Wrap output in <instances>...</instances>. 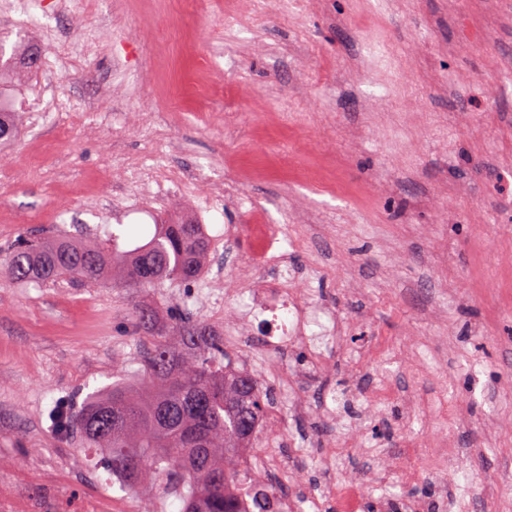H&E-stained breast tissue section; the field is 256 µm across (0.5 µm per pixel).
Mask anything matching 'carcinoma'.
Listing matches in <instances>:
<instances>
[{
  "label": "carcinoma",
  "instance_id": "1",
  "mask_svg": "<svg viewBox=\"0 0 512 512\" xmlns=\"http://www.w3.org/2000/svg\"><path fill=\"white\" fill-rule=\"evenodd\" d=\"M24 72L17 53L5 57L0 39V81ZM15 113L0 104V140H10ZM209 253L199 224H158L150 240L122 251L106 242L22 240L8 255L16 280L35 285L73 279L96 282L107 273L126 286L160 288L166 280L197 281ZM149 337L144 356L147 397L115 382L105 394H90L53 416L64 433L80 428L84 439L108 449L106 466L128 486H156L181 502L182 512H244L238 452L255 443L268 394L256 376L224 362V336L213 327L171 314L163 327L149 315L137 317ZM179 338L168 342V335Z\"/></svg>",
  "mask_w": 512,
  "mask_h": 512
}]
</instances>
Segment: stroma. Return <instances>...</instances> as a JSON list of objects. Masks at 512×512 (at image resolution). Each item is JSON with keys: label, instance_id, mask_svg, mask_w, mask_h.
Segmentation results:
<instances>
[{"label": "stroma", "instance_id": "35a3bbf8", "mask_svg": "<svg viewBox=\"0 0 512 512\" xmlns=\"http://www.w3.org/2000/svg\"><path fill=\"white\" fill-rule=\"evenodd\" d=\"M229 0H35L0 10L6 48L44 56L5 97L19 115L0 146V251L20 239L117 238L128 250L158 224H199L237 292L127 288L104 280L22 285L0 268V512H179L148 489L132 497L99 465L103 449L58 433L57 407L121 383L145 391L138 310L167 321L185 307L221 329L252 288L253 237L224 252L228 224L293 218L283 247L312 271V295L356 320V341L310 373L313 353H271L281 374L307 372L318 408L352 382L414 395L335 424L270 403L264 426L303 466L276 480L298 496L336 466L363 474L360 512L413 497L428 512H512V0H262L225 19ZM83 57L58 60L63 42ZM224 78L201 101L202 64ZM239 180L240 206L199 204L209 183ZM331 179L350 187L334 196ZM410 346L418 365L384 364ZM447 401L448 485L391 474L376 447L422 471L420 443Z\"/></svg>", "mask_w": 512, "mask_h": 512}]
</instances>
